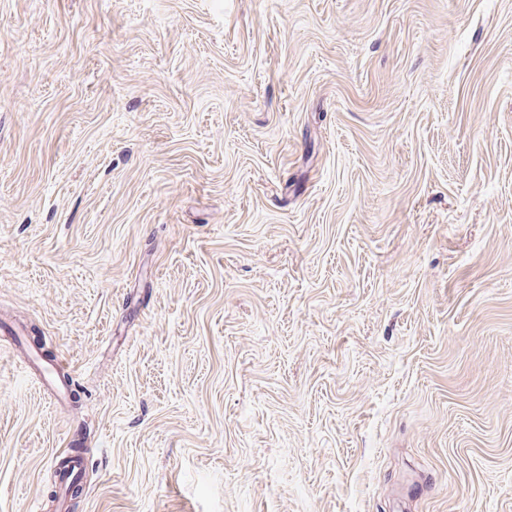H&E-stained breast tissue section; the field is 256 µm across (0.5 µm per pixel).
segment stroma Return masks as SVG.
Segmentation results:
<instances>
[{"instance_id":"1","label":"stroma","mask_w":512,"mask_h":512,"mask_svg":"<svg viewBox=\"0 0 512 512\" xmlns=\"http://www.w3.org/2000/svg\"><path fill=\"white\" fill-rule=\"evenodd\" d=\"M72 443L64 512H512V0H0V512Z\"/></svg>"}]
</instances>
